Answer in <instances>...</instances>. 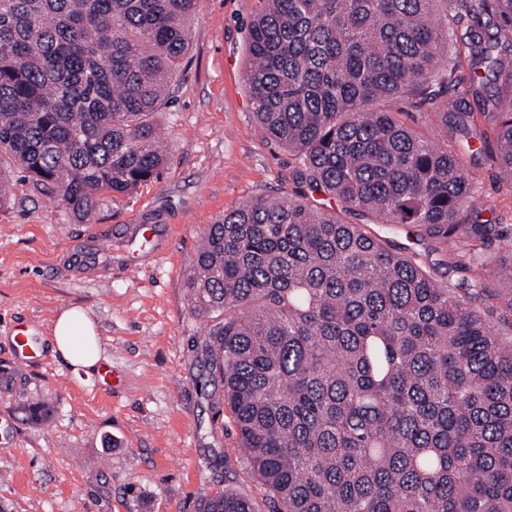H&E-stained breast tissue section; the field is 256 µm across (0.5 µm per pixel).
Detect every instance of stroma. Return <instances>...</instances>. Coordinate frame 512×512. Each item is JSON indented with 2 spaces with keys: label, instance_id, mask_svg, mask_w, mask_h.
I'll return each instance as SVG.
<instances>
[{
  "label": "stroma",
  "instance_id": "obj_1",
  "mask_svg": "<svg viewBox=\"0 0 512 512\" xmlns=\"http://www.w3.org/2000/svg\"><path fill=\"white\" fill-rule=\"evenodd\" d=\"M263 0H200L192 46L171 104L160 117L169 156L160 179L129 195L103 197L85 221L14 175L0 207V364L10 358L14 323L47 342L63 308L85 309L116 373L112 383L47 354L21 368L0 410L19 430L0 445V506L10 512H196L218 489L263 502L235 454L236 427L222 392L201 388L205 369L191 350L205 322L189 307L187 276L204 228L243 201L306 194L298 161L256 123L245 80L248 25ZM404 121L454 148L474 178L476 205L512 225V187L485 154L431 105ZM133 224H156L162 245L133 251ZM376 235L441 259L417 228L375 224ZM111 233L112 261L71 274L72 252L89 233ZM136 268H129V259ZM44 405L25 417L28 402Z\"/></svg>",
  "mask_w": 512,
  "mask_h": 512
}]
</instances>
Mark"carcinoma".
<instances>
[{
    "label": "carcinoma",
    "instance_id": "cac0c4a2",
    "mask_svg": "<svg viewBox=\"0 0 512 512\" xmlns=\"http://www.w3.org/2000/svg\"><path fill=\"white\" fill-rule=\"evenodd\" d=\"M247 36L253 115L295 179L375 224L425 229L446 259L512 232L469 208L472 177L405 124L445 112L512 183V0H264ZM199 0H0V205L17 170L81 220L157 178L156 117ZM467 23L462 47L448 29ZM474 77L455 98L461 59ZM487 279L442 285L365 224L259 196L204 231L187 277L209 328L202 388L223 387L268 512H512V336L478 305ZM199 512H259L219 491Z\"/></svg>",
    "mask_w": 512,
    "mask_h": 512
}]
</instances>
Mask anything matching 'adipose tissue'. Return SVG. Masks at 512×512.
<instances>
[{"mask_svg": "<svg viewBox=\"0 0 512 512\" xmlns=\"http://www.w3.org/2000/svg\"><path fill=\"white\" fill-rule=\"evenodd\" d=\"M50 346L54 354L72 366L88 370L102 360L101 342L95 326L87 313L79 308L58 312Z\"/></svg>", "mask_w": 512, "mask_h": 512, "instance_id": "ef3b65f1", "label": "adipose tissue"}]
</instances>
